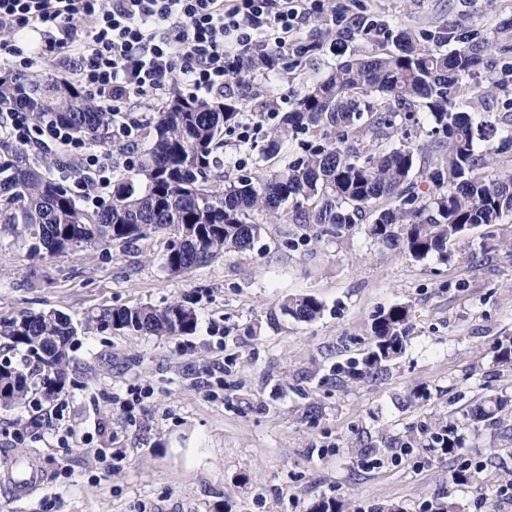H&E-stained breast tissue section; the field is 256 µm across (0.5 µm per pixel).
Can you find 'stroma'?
I'll list each match as a JSON object with an SVG mask.
<instances>
[{
    "label": "stroma",
    "mask_w": 512,
    "mask_h": 512,
    "mask_svg": "<svg viewBox=\"0 0 512 512\" xmlns=\"http://www.w3.org/2000/svg\"><path fill=\"white\" fill-rule=\"evenodd\" d=\"M338 2L394 30L461 21L480 31L512 18V0ZM292 230L264 225L250 253L176 276L161 232L51 258L0 232V321L57 310L81 324L92 309L176 300L199 317L187 336L81 329L62 393L0 408V468L36 460L47 477L27 499L0 488V512H310L322 498L343 512H429L439 499L512 512L497 497L512 476V364L497 355L512 337V222L473 229L444 260L359 230L291 248ZM296 294L322 303L318 319L284 314ZM397 305L410 310L404 353L378 378L350 379L342 369L369 348L375 314ZM130 389L148 394L132 426L112 403ZM487 393L508 399L503 423L464 422ZM439 418L461 422V457L405 447ZM386 442L380 463L362 456ZM461 466L474 482L456 483Z\"/></svg>",
    "instance_id": "obj_1"
}]
</instances>
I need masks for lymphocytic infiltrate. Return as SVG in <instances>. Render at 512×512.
I'll return each mask as SVG.
<instances>
[{"mask_svg": "<svg viewBox=\"0 0 512 512\" xmlns=\"http://www.w3.org/2000/svg\"><path fill=\"white\" fill-rule=\"evenodd\" d=\"M311 14L308 0H0V64L22 74L45 61L72 75L111 112L119 140L135 142L141 122L131 101L160 100L179 80L196 98L233 94L230 75L264 58L269 69L299 44ZM38 33L29 47L17 33ZM68 147L97 186L111 183L120 163L64 129Z\"/></svg>", "mask_w": 512, "mask_h": 512, "instance_id": "obj_1", "label": "lymphocytic infiltrate"}]
</instances>
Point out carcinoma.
Listing matches in <instances>:
<instances>
[{
	"instance_id": "1",
	"label": "carcinoma",
	"mask_w": 512,
	"mask_h": 512,
	"mask_svg": "<svg viewBox=\"0 0 512 512\" xmlns=\"http://www.w3.org/2000/svg\"><path fill=\"white\" fill-rule=\"evenodd\" d=\"M336 28L331 46L346 59L306 83L293 107L277 115L264 153L288 151L285 162L265 173L242 175L228 187L215 184L218 151L243 104L237 98L175 97L154 117L150 147L133 168L112 181L108 200L89 207L73 195L70 179H81L74 161L58 162L60 174L33 166L26 146L0 136V224L30 243L44 258L87 248L124 246L147 232H166L171 243L163 267L173 275L211 264L226 253L254 248L262 220L283 217L312 233L338 238L361 229L373 241L415 259L448 258V245L479 226L512 216V172L488 178L483 169L512 151V115L496 126L478 118L479 106L500 94L512 107V65L476 90L466 78L496 51H512V20L490 31L450 25L439 34L400 29L353 15ZM386 41H367L376 29ZM454 41L451 51L442 46ZM276 108L275 95L256 94L250 109ZM23 112L38 135L65 128L81 139L110 138L112 115L84 94L73 79H50L0 70V113ZM427 114L428 148L416 145ZM306 135L300 150L286 143ZM429 189L422 191L419 184ZM283 309L310 322L322 311L313 296L288 298ZM196 310L173 301L157 308L137 304L88 314L87 328L123 329L135 335H191ZM410 331L404 306L381 310L371 324V347L353 369L377 377L403 351ZM78 328L58 311L24 313L0 322V341L23 350L37 365L0 363V405L23 403L36 389L61 393ZM507 406L502 396L484 395L464 413L472 423L497 424ZM450 457L465 441L458 424L440 421L419 431Z\"/></svg>"
}]
</instances>
